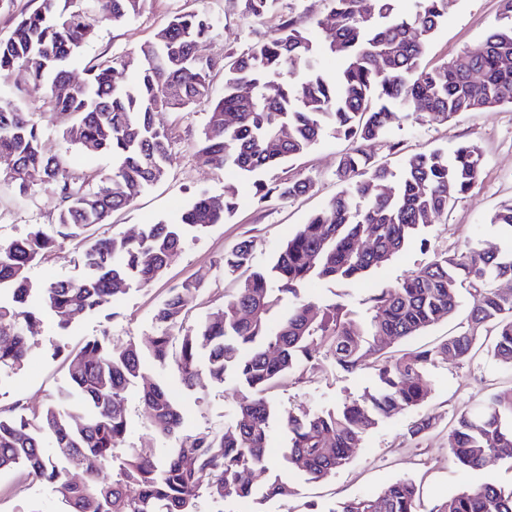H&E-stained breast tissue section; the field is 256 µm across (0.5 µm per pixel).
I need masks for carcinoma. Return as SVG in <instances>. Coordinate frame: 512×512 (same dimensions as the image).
Returning a JSON list of instances; mask_svg holds the SVG:
<instances>
[{
	"mask_svg": "<svg viewBox=\"0 0 512 512\" xmlns=\"http://www.w3.org/2000/svg\"><path fill=\"white\" fill-rule=\"evenodd\" d=\"M146 2L43 0L0 40V69L24 68L31 90L52 111L72 119L78 147L112 157V174L97 183L71 173L64 157L44 150L33 114L0 99V169L19 194L37 178L57 200L52 232L34 224L26 235L0 242V375L27 359L44 315L60 333L69 332L78 317L115 304L129 280L149 285L159 278L187 234L202 233L235 213L238 190L226 186L218 202L200 194L174 224H147L135 237L87 234L167 175L170 137L156 123L159 113L209 104L198 152L216 170L231 166L253 178L259 205L309 191V179L287 177L269 185L259 175L307 152L330 128L351 144L336 166L343 188L300 226L270 267L253 268L251 239L225 253L224 271L252 272L224 307L195 327H183V317L202 286L188 280L159 305V331L147 342L105 332L69 353L66 399L33 418L17 406L0 407V472L22 467L54 484L63 512H198L202 498L222 504L228 497L253 495L251 472L269 471L265 448L275 409L266 393L322 350L347 373L374 358L381 386L333 410L280 415L288 435L284 460L311 483L343 467L381 418L427 399V365L444 357L465 360L484 348L512 367V290L495 286L512 281V249L441 252L374 293L368 319L351 316L336 302L319 316L305 295L312 281L359 280L390 261L471 190L482 162L472 143L451 155L439 149L410 154L397 170L373 161L369 148L384 139L398 112L446 122L512 104V0H499L498 23L478 44L431 69L420 60L452 0H415L409 14L399 11L400 0H329L334 26L322 41L295 17L282 15L265 41L227 52L222 61L204 59L194 49L212 32V20L198 12L178 13L153 41L88 67L83 82L70 83L71 61L94 39L90 16L117 24L140 13ZM240 2L247 17L278 11L279 0ZM326 53L341 59L338 71L324 70ZM219 65L224 93L216 97L210 74ZM119 69L132 72L133 81L118 83ZM490 223L512 235V202L501 205ZM66 241L82 249L84 277L35 286L29 268ZM272 280L276 291L293 300L274 326ZM462 288L472 297L466 327L433 348L386 355V341L408 340L451 318ZM147 357L174 368L188 390L201 373L222 383L232 368L251 396L224 430L187 433L168 388L146 385L141 401L147 415L176 445L161 460L151 448H126L118 456L128 429L127 392L142 377ZM435 424L434 415H423L409 435L419 439ZM449 448L462 466L478 468L496 455L512 469V389L495 391L477 410L456 417ZM104 468L114 470L109 482L100 477ZM419 498L416 483L400 479L375 498H353L327 512H419ZM431 512H512V488L485 483L449 496Z\"/></svg>",
	"mask_w": 512,
	"mask_h": 512,
	"instance_id": "carcinoma-1",
	"label": "carcinoma"
}]
</instances>
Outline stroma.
<instances>
[{
    "label": "stroma",
    "mask_w": 512,
    "mask_h": 512,
    "mask_svg": "<svg viewBox=\"0 0 512 512\" xmlns=\"http://www.w3.org/2000/svg\"><path fill=\"white\" fill-rule=\"evenodd\" d=\"M206 13L214 23L212 34L199 43L202 55L220 59L229 51H243L263 39L285 13H293L304 27L328 17L326 0H281L276 14L262 19L246 18L237 0H147L142 12L118 25H98L97 36L82 56L71 62L75 81H83L87 65L137 49L150 41L156 31L179 12ZM499 0H455L446 21L440 26L422 58L423 65L434 67L476 44L496 25ZM28 77L23 68L0 70V97L16 102L23 109L39 113L43 145L47 151L64 156L75 174L108 175L112 160L106 155L83 153L69 136L64 122L45 113L42 103L30 97ZM208 109L197 105L173 114L163 112L156 121L164 126L172 141V161L167 177L142 193L134 204L114 213L108 223L94 226L98 237L134 235L144 225L175 221L200 193L220 197L228 185L238 187V208L228 221L216 224L201 234L189 235L183 248L172 257L163 275L150 285L131 281L113 308L83 316L74 330L59 335L51 323H43L35 344L21 367L0 376V406L22 400L27 413H41L50 400L67 387V372L62 359L53 357L54 348L66 350L84 341L109 333L123 340L143 342L156 332L155 311L170 288L186 280L199 281L203 290L185 318L195 326L207 313L222 306L235 288V279L221 264L225 251L242 239L256 242L255 264L270 265L281 247L308 217L325 206L340 189L335 170L345 141L325 133L305 154L278 169L281 177L309 178L312 191L295 200L272 199L258 207L249 181L231 168L218 172L198 153L197 143L206 124ZM463 142L476 143L483 153V168L475 187L459 199L446 220L424 228L414 241L386 265L372 270L358 282L308 284L309 295L319 304L344 303L354 316L369 314V298L381 288L396 284L424 267L434 254L466 247L495 246L512 248V237L490 222L501 202L512 200V105L487 112H471L448 123L435 124L411 118L395 120L383 142L372 147L376 161L398 165L404 155L434 148L445 152ZM398 153H391L390 144ZM56 199L50 187L34 183L27 194H19L0 177V239L25 235L30 226L42 225L52 231L56 220ZM85 273L80 252L72 243L29 271L33 283L81 278ZM462 306L455 317L420 336L387 347L392 356L434 347L440 339L465 325L469 294H462ZM147 381H163L180 402L187 431H220L233 422L246 393L233 373L223 382L200 377L195 391L182 387L169 368L148 365ZM431 392L420 407V414L439 415L440 421L423 439H411L407 427L411 414L383 419L365 437L349 463L320 484L305 483L289 474L283 495L256 496L243 502L226 499L224 512H308L311 507L326 508L353 497L377 496L389 484L404 478L414 480L422 491L424 512L448 495L485 482L512 485V470L499 460H489L477 469L460 466L448 451V433L455 415L476 408L494 389L512 388V368L503 366L485 351H477L464 361L439 359L424 371ZM377 386L373 359H366L355 372L338 369L329 354L308 364L303 375L281 379L271 389L269 399L281 412L288 410H328L361 398ZM126 412L129 448L150 447L156 455L165 454L170 440L160 437L147 419L139 401L138 389L128 393ZM61 497L54 485L38 480L25 470L0 473V512H62Z\"/></svg>",
    "instance_id": "stroma-1"
}]
</instances>
